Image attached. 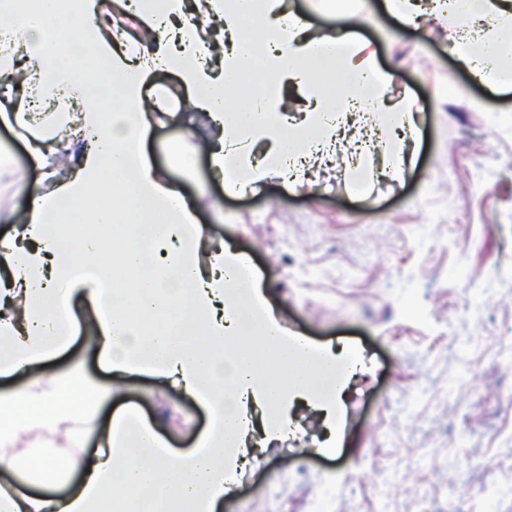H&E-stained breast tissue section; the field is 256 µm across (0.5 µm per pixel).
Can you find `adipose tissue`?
Returning <instances> with one entry per match:
<instances>
[{
    "instance_id": "1",
    "label": "adipose tissue",
    "mask_w": 512,
    "mask_h": 512,
    "mask_svg": "<svg viewBox=\"0 0 512 512\" xmlns=\"http://www.w3.org/2000/svg\"><path fill=\"white\" fill-rule=\"evenodd\" d=\"M403 25L421 10L452 18L450 51L484 83L512 85V58L503 55L499 26L512 20V0H386ZM97 0H41L36 14L0 11V122L25 132L27 151L42 171L38 185L6 175L25 197L9 213L0 238V379L62 353L86 336L109 374L101 380L81 362L50 375H31L0 393V512H222L243 465L252 430L248 406L260 411L261 448L284 438L292 399L315 378L350 366L352 356L314 351L292 334L268 304L249 258L214 243L193 207L165 181L146 151L154 115L152 78L176 74L205 123L210 170L227 194L259 190L278 179L301 183L293 161L335 146L371 112L389 135L418 131L408 98L388 101L391 82L352 23L311 37L300 15H284L280 0H167L165 11L139 13L131 34L98 24ZM81 19L73 36L48 45L49 31ZM88 49L121 73L118 104L101 103L76 79L78 50ZM219 68H212L211 60ZM328 66L347 95H325L308 74ZM258 68L248 111L231 98L240 75ZM301 85V116L287 113L281 90ZM66 96L71 112L29 116L37 101ZM265 146L262 159L253 149ZM104 193L95 210L86 197ZM84 214L85 230L67 236L57 218ZM133 235L145 249L129 253L120 274L100 266L107 240ZM133 291L116 295V278ZM205 330L203 343L190 336ZM260 333L264 358L236 351L238 336ZM166 379L206 408L210 426L192 448H168L155 424L132 411L96 427L117 385L132 374Z\"/></svg>"
}]
</instances>
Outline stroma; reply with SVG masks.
I'll return each mask as SVG.
<instances>
[{
	"label": "stroma",
	"mask_w": 512,
	"mask_h": 512,
	"mask_svg": "<svg viewBox=\"0 0 512 512\" xmlns=\"http://www.w3.org/2000/svg\"><path fill=\"white\" fill-rule=\"evenodd\" d=\"M357 39L412 100L414 164L385 177L391 147L351 165L310 160L304 184L225 195L203 139L153 124L154 164L208 234L248 254L284 324L361 358L342 395L336 451L306 438L249 464L224 512H512V88L491 89L448 51L452 29L401 27L359 0ZM192 155L191 169L178 157ZM369 181L368 192L358 185ZM191 447L207 414L140 375L112 401Z\"/></svg>",
	"instance_id": "1"
}]
</instances>
